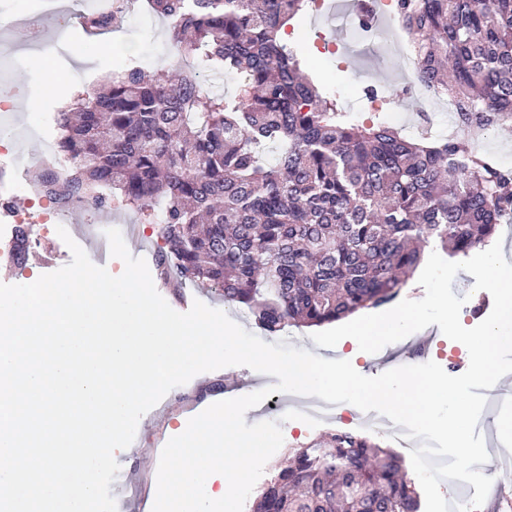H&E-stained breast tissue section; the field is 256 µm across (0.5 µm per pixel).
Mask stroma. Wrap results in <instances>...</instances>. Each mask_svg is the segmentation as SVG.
<instances>
[{
    "mask_svg": "<svg viewBox=\"0 0 512 512\" xmlns=\"http://www.w3.org/2000/svg\"><path fill=\"white\" fill-rule=\"evenodd\" d=\"M11 2L19 22L13 27L0 29V40L15 48L17 58L5 65L0 63V89L4 90L12 105L11 112L0 113V132L16 135L17 141L12 152L0 154V202L8 200L20 208L24 202L15 196V185L19 182L32 183L37 175L36 158L42 153L47 137L58 134L55 121L58 110L77 94L99 86L115 70L117 63L128 62L134 57L140 60L146 71L165 68L169 50L168 24L151 14L143 0H137L133 10L112 33L113 39L120 44L119 49L104 55L97 48H88L86 61L78 64L67 51L69 44L81 41L83 37L81 26L74 15L81 7L92 6L94 0H71L65 9L49 15L41 11L42 0ZM348 45L350 49L359 51L360 67L380 71L381 82L393 85L403 82L407 69L402 65L400 56L390 53L379 40L365 42L352 39ZM36 116L43 120L42 125L37 127L31 124ZM64 222L69 226L71 237L77 238L89 259H100L102 266L115 276L123 273V261L112 256L98 258L94 244L80 236L84 224H109L123 232L131 227L136 228L135 238L147 247V265L153 270L159 254L167 249L159 233L148 230L145 216L118 202L111 204L106 213L66 214ZM71 260V252L65 243L57 234L47 231L37 245L30 247L24 268H15L9 259L0 258V283L27 284L42 274L63 267ZM152 279L158 292L176 311H188L193 302L198 300L225 312L234 322L265 342L283 340L326 359L351 361L359 373L368 377L378 376L392 368L391 363L381 362L379 354L361 352L352 339L345 338L335 347L322 348L312 341V332L308 329L301 331L291 327L272 334L260 329L245 307L226 304L214 289L186 283L177 290L155 271ZM474 282L472 275L461 271L452 284L455 295L466 299L460 312V322L467 328L475 327L480 322L479 316L473 314L474 308H481L482 314H487L493 307L491 295L485 291H474ZM276 382V377L248 367L231 366L198 374L185 385L170 390L140 419L133 441L134 452L122 449L115 453L122 469L139 476L134 485L113 488L117 512H141L149 488L148 480L143 476V452L165 446L169 435L164 423L171 412L187 406L197 412L208 404L212 396L221 394L228 399L235 398L242 388L250 387L258 391ZM340 426V421L333 418L323 419L314 428L298 420L282 422L284 442L267 462L262 481H269L276 467L285 462L294 449Z\"/></svg>",
    "mask_w": 512,
    "mask_h": 512,
    "instance_id": "1",
    "label": "stroma"
}]
</instances>
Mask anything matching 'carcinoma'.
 Returning a JSON list of instances; mask_svg holds the SVG:
<instances>
[{"instance_id": "cac0c4a2", "label": "carcinoma", "mask_w": 512, "mask_h": 512, "mask_svg": "<svg viewBox=\"0 0 512 512\" xmlns=\"http://www.w3.org/2000/svg\"><path fill=\"white\" fill-rule=\"evenodd\" d=\"M85 30L117 28L114 0ZM188 63H137L60 112V175L39 188L140 213L166 203L159 234L180 282L209 284L267 332L322 326L396 301L434 242L451 257L512 221V176L456 138L401 135L382 114L351 120L305 58L276 38L310 0H147ZM421 81L460 108L458 125L512 119V0H394ZM243 76L236 95L205 87ZM279 147L271 162L267 143ZM253 512H419L400 458L354 430L298 449Z\"/></svg>"}]
</instances>
